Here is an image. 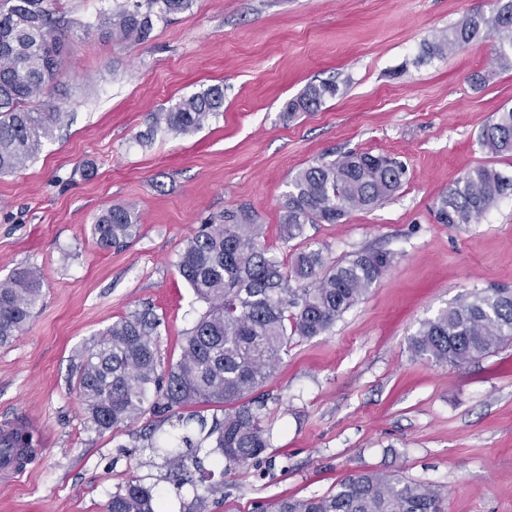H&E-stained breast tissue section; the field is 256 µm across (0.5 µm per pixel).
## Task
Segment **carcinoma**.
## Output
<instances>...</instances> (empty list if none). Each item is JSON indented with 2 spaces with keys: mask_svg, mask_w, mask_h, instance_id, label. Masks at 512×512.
I'll list each match as a JSON object with an SVG mask.
<instances>
[{
  "mask_svg": "<svg viewBox=\"0 0 512 512\" xmlns=\"http://www.w3.org/2000/svg\"><path fill=\"white\" fill-rule=\"evenodd\" d=\"M194 0H130V5L87 26L114 41L148 40L155 22L190 10ZM495 40L496 60L512 67V0H498L486 15L475 12L435 45L440 54L477 38ZM64 27L51 0H0V172L23 167L53 137L66 112L48 102L63 65ZM334 82L308 85L285 112H314L336 96ZM224 107V88L209 86L152 116L147 134L165 129L191 134ZM487 153L512 157V109L498 112L480 130ZM406 170L394 158L349 151L298 171L283 195L280 235L301 237L307 224H338L351 210H371L403 185ZM512 177L488 166L466 173L436 204L440 224H471L502 196ZM138 215L112 206L98 214L92 235L102 247L136 237ZM264 227L241 209L189 237L179 254L180 275L205 304L186 332L180 358L160 369L158 320L143 310L115 321L85 351L73 388L88 422L103 432L148 414L170 412L183 432L151 447L172 470L205 472L199 452L212 441L221 473L259 460L269 447L263 403L246 400L272 375L288 335L328 332L392 267L389 251L367 249L329 264L320 248L296 253L286 268L260 243ZM309 287L296 291L293 284ZM42 300L40 274L23 268L0 282V345L24 330ZM512 340V290H474L424 321L411 337V353L438 364L462 366ZM219 405L224 418L208 423L201 406ZM207 473V472H205ZM214 473H207V477ZM105 512H162L153 488L137 480L112 494ZM269 512H445L437 486L377 472L351 474L322 496L283 498Z\"/></svg>",
  "mask_w": 512,
  "mask_h": 512,
  "instance_id": "1",
  "label": "carcinoma"
}]
</instances>
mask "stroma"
Masks as SVG:
<instances>
[{
    "label": "stroma",
    "mask_w": 512,
    "mask_h": 512,
    "mask_svg": "<svg viewBox=\"0 0 512 512\" xmlns=\"http://www.w3.org/2000/svg\"><path fill=\"white\" fill-rule=\"evenodd\" d=\"M121 2L55 0L68 22L58 86L68 115L33 161L0 175V281L30 267L43 291L23 332L0 346V427L20 418L40 439L25 473L0 482V512H103L135 479L164 512H258L327 494L357 472L436 485L447 512H512V343L461 367L409 351L421 322L462 294L512 289V195L471 224L434 216L439 196L473 168L512 175V157L478 142L512 108V68L499 67L486 36L450 55L432 51L437 36L497 0H195L145 42L85 34ZM320 81L336 82L338 95L285 118L286 102ZM215 84L224 109L202 129L147 137L154 112ZM349 151L402 161L400 191L284 242L289 179ZM115 205L138 214L140 231L103 249L91 224ZM241 208L284 262L310 246L330 263L365 249L394 263L327 333L289 337L259 390L262 461L228 472L202 499L151 446L179 433L176 419L98 432L73 375L103 329L147 307L160 320L162 365L176 362L204 308L177 269L184 243Z\"/></svg>",
    "instance_id": "obj_1"
}]
</instances>
